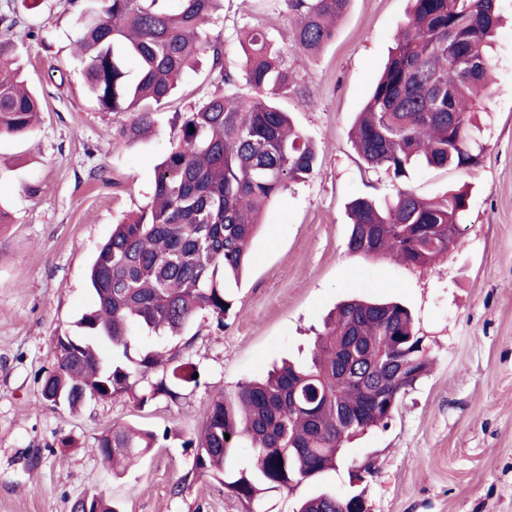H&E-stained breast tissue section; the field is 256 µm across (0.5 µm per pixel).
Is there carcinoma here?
<instances>
[{"label": "carcinoma", "instance_id": "1", "mask_svg": "<svg viewBox=\"0 0 512 512\" xmlns=\"http://www.w3.org/2000/svg\"><path fill=\"white\" fill-rule=\"evenodd\" d=\"M89 0L75 21L85 86L103 112H130L122 136L137 140L153 113L172 96L198 57L209 52L220 82L247 85V97L214 93L182 117L176 143L156 166L151 201L115 226L89 271L93 307L82 336L53 341L55 362L43 398L77 407L132 390L130 379L165 361L160 347L131 355L146 336H179L205 311L224 329L229 293L252 260L250 246L263 210L290 186L309 179L316 154L277 101L300 93L287 51L261 30L241 39L240 69L224 68V48L207 29L222 0ZM294 21L290 51L313 57L336 38V20L352 0H285ZM382 74L350 138L362 161L399 181L414 166L463 168L474 153V91L487 84L488 49L501 22L499 0H412ZM39 106L27 89L16 46L0 41V133L24 136ZM468 194L436 200L401 188L390 199L358 197L349 204V247L368 257L389 254L426 266L448 252ZM112 345L104 357L97 342ZM430 359L411 313L398 303L353 298L336 306L315 340L310 361L283 364L213 395L197 437L192 470L222 480L245 512H264L267 497L315 482L336 470L345 445L391 419L399 396L427 371ZM179 398L166 379L139 395ZM230 439H225V435ZM151 431L114 426L94 452L118 465L159 442ZM249 449L236 470L227 460ZM90 509L119 512L92 492ZM360 494L326 490L293 512H362Z\"/></svg>", "mask_w": 512, "mask_h": 512}]
</instances>
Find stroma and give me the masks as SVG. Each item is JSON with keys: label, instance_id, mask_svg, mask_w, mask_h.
<instances>
[{"label": "stroma", "instance_id": "stroma-1", "mask_svg": "<svg viewBox=\"0 0 512 512\" xmlns=\"http://www.w3.org/2000/svg\"><path fill=\"white\" fill-rule=\"evenodd\" d=\"M83 5L37 0L29 10L22 0H0V16L17 20L0 23V39L18 42L23 74L41 101L33 135L0 136V202L12 212L0 226V512H71L91 490L120 512H242L220 480L193 473L188 440L216 391L234 392L281 359L305 360L327 314L355 296L405 305L433 365L401 394L387 427L353 441L337 471L271 495L269 512H292L295 501L322 489L360 491L369 512H512V0L500 4L504 21L489 55L479 163L420 167L402 185L423 198L468 186V209L446 254L418 267L348 246L349 202L390 196L399 186L362 163L348 131L410 7L409 0H352L322 53L288 57L307 93L282 106L315 147L312 178L265 211L223 325L198 312L170 344L197 383L181 386L175 402L136 400L169 374L165 364L135 375L133 393L71 409L42 401L53 338L80 335L77 323L93 306L90 262L113 225L148 203L180 114L222 90L211 57H202L154 113L152 133L123 138L130 113L101 111L74 57ZM250 29L289 44L284 0H224L208 34L223 43L226 68H238L239 40ZM115 425L163 441L116 474L92 452ZM354 470L360 483L350 481Z\"/></svg>", "mask_w": 512, "mask_h": 512}]
</instances>
